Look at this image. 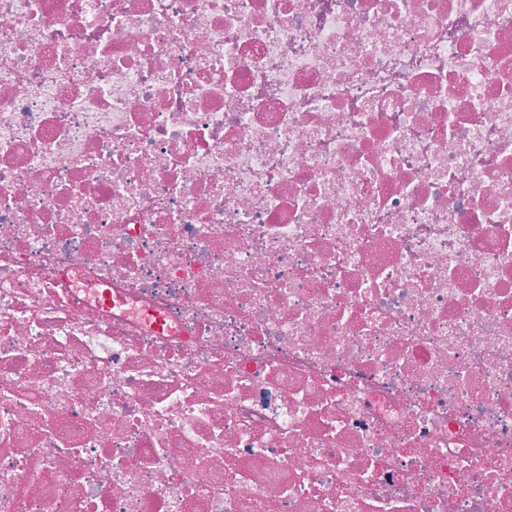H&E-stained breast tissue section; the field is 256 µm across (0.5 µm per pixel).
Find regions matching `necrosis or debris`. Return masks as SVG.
<instances>
[{"mask_svg": "<svg viewBox=\"0 0 512 512\" xmlns=\"http://www.w3.org/2000/svg\"><path fill=\"white\" fill-rule=\"evenodd\" d=\"M0 512H512V0H0Z\"/></svg>", "mask_w": 512, "mask_h": 512, "instance_id": "necrosis-or-debris-1", "label": "necrosis or debris"}]
</instances>
